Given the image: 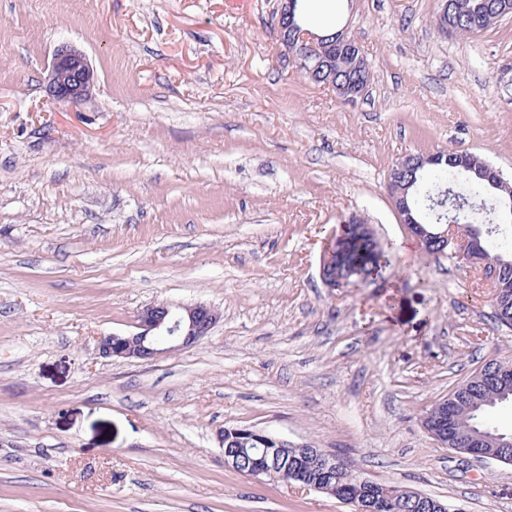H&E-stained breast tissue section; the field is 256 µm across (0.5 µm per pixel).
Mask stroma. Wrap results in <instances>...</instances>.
<instances>
[{"label": "stroma", "instance_id": "35a3bbf8", "mask_svg": "<svg viewBox=\"0 0 512 512\" xmlns=\"http://www.w3.org/2000/svg\"><path fill=\"white\" fill-rule=\"evenodd\" d=\"M365 50L345 101L289 63L276 0H0V512H351L224 465L252 425L457 512H512V465L441 447L435 401L512 360L489 292L426 252L387 191L457 148L512 180V18L438 35L441 0H335ZM63 44L89 98L48 99ZM354 215L390 263L326 288ZM221 318L192 347L104 359L147 304ZM335 245L336 238L327 240V242L324 243L320 264L321 279L328 288L333 290L336 288H345L351 283V281H346L336 275V266L333 267L335 262L333 258ZM336 280L338 281L337 283ZM341 284L343 286H341Z\"/></svg>", "mask_w": 512, "mask_h": 512}]
</instances>
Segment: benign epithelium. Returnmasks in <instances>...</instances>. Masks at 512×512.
I'll list each match as a JSON object with an SVG mask.
<instances>
[{
    "label": "benign epithelium",
    "instance_id": "obj_1",
    "mask_svg": "<svg viewBox=\"0 0 512 512\" xmlns=\"http://www.w3.org/2000/svg\"><path fill=\"white\" fill-rule=\"evenodd\" d=\"M275 29L284 56L296 68L313 80L324 79V87L331 89L342 98L355 97L363 92L357 84L340 85L332 75V57L342 49L361 59L365 51L346 30L336 32L332 38L315 34L305 29L293 11V0H277ZM95 76L85 56L68 46L58 47L52 57L48 81L47 97L55 103L76 106L85 100L94 87ZM443 153L431 155L409 154L405 156L407 167L426 171L442 162ZM400 170L394 169L388 178L389 197L400 223L417 237L423 248L441 241L453 247L455 254L470 264L479 266L485 285L490 290L491 301L497 311L508 315V301L498 299L495 284L498 281L500 266L492 258L490 251L481 240L482 231L448 220L445 224H425L408 205L405 190L398 186ZM336 240L324 243L321 255L320 276L323 283L336 289L348 286L349 282L336 275L334 267V247ZM221 318L218 310L206 304L183 306L174 311L166 303H153L144 306L137 315L138 331L128 334H109L98 339V352L105 359L126 358L153 360L175 350L189 348L207 336ZM494 380L500 384L512 383V363L490 361ZM428 434L440 445L454 451L485 461H507L508 449L491 447V439L477 437L460 441L450 433L451 414L448 403L440 400L432 404L423 416ZM219 442L224 447V466L252 478L266 477L271 480L294 484L301 488L329 492L325 485L309 483L304 469H288L289 463L305 455L318 459L325 472L336 468V455L322 448H313L306 443H295L265 429L254 426L225 428L220 432ZM259 443L261 447H245V444Z\"/></svg>",
    "mask_w": 512,
    "mask_h": 512
}]
</instances>
